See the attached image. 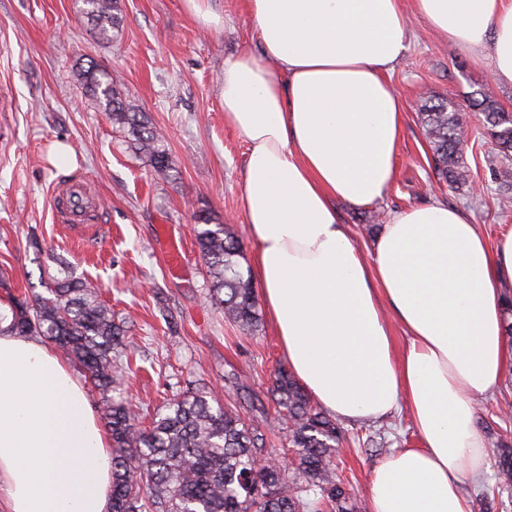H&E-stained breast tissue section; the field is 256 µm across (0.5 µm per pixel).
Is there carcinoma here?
I'll return each mask as SVG.
<instances>
[{
  "mask_svg": "<svg viewBox=\"0 0 512 512\" xmlns=\"http://www.w3.org/2000/svg\"><path fill=\"white\" fill-rule=\"evenodd\" d=\"M82 3V14L100 32L121 27L119 0ZM86 89L156 172L170 171L162 134L105 71L89 66ZM474 106L500 156L512 160V114L486 97L474 100ZM468 119L447 99L431 102L421 113L435 169L451 185H462L469 177ZM196 241L211 280V297L224 317L246 331L257 330L260 315L251 271L240 262L242 242L224 225L211 223L206 213L198 216ZM45 290L31 298L7 293L10 329L50 340L98 390V409L112 439V512H360L356 494L333 469L343 431L287 370L275 372L271 395L286 412L288 441L295 448L293 467L286 472L269 464L258 470L265 435L209 391H186L169 399L164 411L142 426L128 404L112 397L123 387L130 359L123 350V323L100 300L99 287L71 278L47 283ZM498 478L512 483V448L500 449Z\"/></svg>",
  "mask_w": 512,
  "mask_h": 512,
  "instance_id": "carcinoma-1",
  "label": "carcinoma"
}]
</instances>
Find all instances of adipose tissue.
<instances>
[{
  "instance_id": "1",
  "label": "adipose tissue",
  "mask_w": 512,
  "mask_h": 512,
  "mask_svg": "<svg viewBox=\"0 0 512 512\" xmlns=\"http://www.w3.org/2000/svg\"><path fill=\"white\" fill-rule=\"evenodd\" d=\"M449 44L512 86V0H413ZM261 55L225 58L224 119L247 146L242 207L252 273L288 366L346 421L404 410L421 437L374 468L370 512H470L488 468L476 399L512 366L496 247L462 210L391 213L371 253L337 203L381 200L395 176L401 103L388 75L407 49L404 0H247ZM0 305V493L9 512H111L112 457L75 371L11 331ZM405 343L395 349L393 324Z\"/></svg>"
}]
</instances>
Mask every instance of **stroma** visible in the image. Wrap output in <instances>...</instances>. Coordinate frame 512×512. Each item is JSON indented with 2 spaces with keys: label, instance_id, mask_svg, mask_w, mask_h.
<instances>
[{
  "label": "stroma",
  "instance_id": "stroma-1",
  "mask_svg": "<svg viewBox=\"0 0 512 512\" xmlns=\"http://www.w3.org/2000/svg\"><path fill=\"white\" fill-rule=\"evenodd\" d=\"M123 24L99 35L81 0H0V297L44 293L50 278H85L128 329L131 359L123 396L141 412H156L189 389H211L268 435L267 454L287 458L288 424L270 394L275 369L287 359L269 320L246 333L224 320L196 245L195 216L229 225L243 241L249 266L253 243L241 203L246 145L224 120L219 78L231 54L259 53L246 0H212L223 27L205 29L185 0H120ZM146 112L164 135L173 165L156 173L86 93L89 64ZM390 82L403 107L395 179L371 206H339L355 244L370 252L365 230L372 213L424 203L462 209L489 243L512 226V196L494 177L501 162L479 120L480 143L467 152L465 186L440 183L431 165L420 114L426 101L451 99L469 108L478 94L512 113V86L493 82L490 63L448 46L411 19L408 49ZM85 179L97 200L95 223L80 230L56 223L53 189L69 175ZM183 245L187 263L165 264L162 225ZM512 368L497 393L481 400L476 425L486 446L512 448ZM345 441L337 475L370 512L366 485L389 453L420 443L409 418L394 413L365 425L342 422ZM383 447L364 445L366 429Z\"/></svg>",
  "mask_w": 512,
  "mask_h": 512
}]
</instances>
